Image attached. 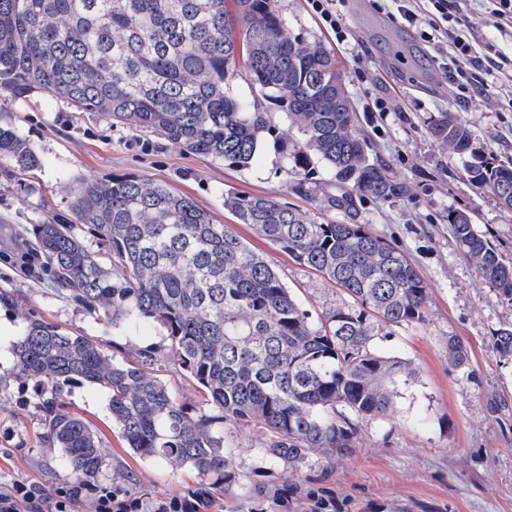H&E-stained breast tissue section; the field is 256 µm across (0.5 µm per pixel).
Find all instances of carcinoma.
I'll return each mask as SVG.
<instances>
[{"label":"carcinoma","mask_w":512,"mask_h":512,"mask_svg":"<svg viewBox=\"0 0 512 512\" xmlns=\"http://www.w3.org/2000/svg\"><path fill=\"white\" fill-rule=\"evenodd\" d=\"M252 97L280 107L299 138L281 146L283 163L305 176L312 163L336 187L332 208L356 198L389 201L402 187L369 160L355 131L342 66L319 40L291 33L271 0H0V89L43 90L83 112L150 128L188 153L247 168L268 115L233 87L239 62ZM342 95H336V90ZM429 131L464 160L468 181L512 211V161L475 158L473 134L453 112ZM19 170L37 167L30 144L0 126V155ZM224 207L295 263L342 287L347 301L313 320L267 259L226 224L163 181L135 175L77 183L72 212L108 242L118 270L102 264L53 215L33 227L35 249L57 287L114 323L156 322L168 331L167 359L192 377L212 415L178 402L153 369L116 360L101 344L43 319H25L10 343L18 373L46 387L47 442L79 481L105 457L96 430L66 410L65 387L84 380L104 393L112 424L142 459L175 462L202 476L226 473L224 426L258 425L264 451L295 465L313 452L353 448L354 420L390 415L410 363L378 354L385 327L424 320L429 287L408 256L362 224L317 221L273 195L234 193ZM479 281L512 304V264L475 228L468 210L448 214ZM512 360V327L493 337ZM448 363L469 364L448 338Z\"/></svg>","instance_id":"1"}]
</instances>
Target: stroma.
I'll return each mask as SVG.
<instances>
[{"mask_svg": "<svg viewBox=\"0 0 512 512\" xmlns=\"http://www.w3.org/2000/svg\"><path fill=\"white\" fill-rule=\"evenodd\" d=\"M295 35L334 48L356 112L355 129L376 164L391 170L403 186L390 201L357 199L353 213L327 206L336 189L315 168L308 195L283 166L280 142L296 137L286 114L271 103L273 130L265 135L258 160L237 168L214 158L181 152L162 135L113 122L99 112H78L44 91L17 97L0 89V125L16 128L38 154V168L19 172L0 156V482L16 480L46 490L73 483L44 441L46 392L21 377L8 351L22 318L35 315L67 331L90 336L107 354L137 359L159 369L169 390L195 413L210 412L196 382L166 359L167 330L151 323L139 330L112 324L103 314L76 302L52 281L45 266L28 271L23 258L33 252L35 224L49 215L72 213L73 191L83 179L132 174L169 183L219 223L234 225L262 253L312 317L344 299L338 287L292 261L268 240L235 224L224 195H274L303 209L312 219L362 224L405 252L430 288L424 322L374 339L386 356L410 361L414 377L400 385L395 411L358 420L350 451L311 454L297 468L266 457L269 438L256 425L227 427L233 447L229 479L164 461L131 456L108 417L102 392L71 383L65 400L71 412L95 428L108 448L98 474L89 479L77 512H89L95 488L113 485L149 501L163 495L208 492L215 512H313L316 502L333 512H512V361L493 346L496 330L512 323V304L490 284L479 282L474 261L454 240L448 214L472 211L478 229L512 262V212L493 195L473 186L463 162L428 131L440 113L453 112L473 133L476 155L512 159V85L503 75L489 79L477 102L466 103L438 68L435 45L422 42L412 27L379 10L376 0H348L351 38L337 47L309 10L306 0H272ZM393 100L396 109L379 116L375 99ZM468 348V371L448 363L449 337Z\"/></svg>", "mask_w": 512, "mask_h": 512, "instance_id": "obj_1", "label": "stroma"}]
</instances>
